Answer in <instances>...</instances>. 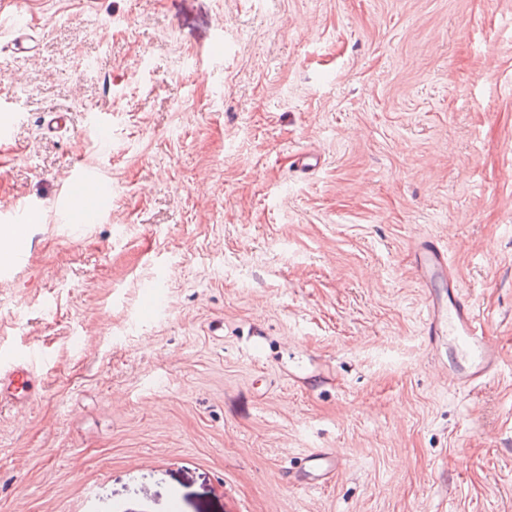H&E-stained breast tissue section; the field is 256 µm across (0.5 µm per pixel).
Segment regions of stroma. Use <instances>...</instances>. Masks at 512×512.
<instances>
[{"label": "stroma", "mask_w": 512, "mask_h": 512, "mask_svg": "<svg viewBox=\"0 0 512 512\" xmlns=\"http://www.w3.org/2000/svg\"><path fill=\"white\" fill-rule=\"evenodd\" d=\"M9 118L0 211L42 208L0 355L45 359L0 512H512V0H0ZM85 163L112 199L74 233ZM423 236L501 347L472 393ZM306 448L329 486L283 481ZM343 460L338 449L310 448L302 454L297 467L286 471L288 483L322 489L335 477Z\"/></svg>", "instance_id": "1"}]
</instances>
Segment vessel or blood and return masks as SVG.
Returning <instances> with one entry per match:
<instances>
[{
    "label": "vessel or blood",
    "instance_id": "obj_1",
    "mask_svg": "<svg viewBox=\"0 0 512 512\" xmlns=\"http://www.w3.org/2000/svg\"><path fill=\"white\" fill-rule=\"evenodd\" d=\"M108 190L100 169L92 166L73 168L63 183L64 195L89 194L91 206L85 217L92 223L97 222L107 208ZM39 207V202L30 201L20 210L0 217L1 225L19 231L12 242L0 246V273L9 274L26 261L29 242L22 228L27 216ZM414 264L423 285L432 290L425 319L430 342H447L454 360L450 376L454 386L477 387L498 370L500 356L488 337L479 310L453 270L446 245L433 237L421 238L414 247ZM41 365V354L34 348L0 364V408L12 410L17 422H25L28 417V408L41 384ZM343 460L338 450L308 449L298 466L288 469L287 480L293 485L323 488L335 477Z\"/></svg>",
    "mask_w": 512,
    "mask_h": 512
}]
</instances>
